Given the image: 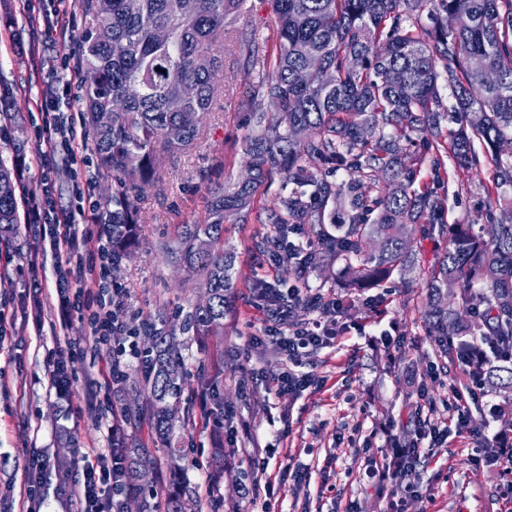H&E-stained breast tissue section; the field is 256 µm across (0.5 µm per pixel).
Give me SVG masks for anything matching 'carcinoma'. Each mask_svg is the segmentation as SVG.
<instances>
[{
  "label": "carcinoma",
  "mask_w": 512,
  "mask_h": 512,
  "mask_svg": "<svg viewBox=\"0 0 512 512\" xmlns=\"http://www.w3.org/2000/svg\"><path fill=\"white\" fill-rule=\"evenodd\" d=\"M84 0L92 25L81 36L84 101L98 164L120 176L122 190L107 212L112 251L125 256L140 224L127 190L151 182L162 165L155 148L188 149L219 87L200 65L215 55L224 32L247 0ZM275 52L258 58L242 42L244 63L265 76L247 92L252 130L244 140L249 178L209 188L205 217L183 224L167 258L205 277L207 309L193 308L182 330L204 342L218 335L233 288L234 254L224 249V225L248 224L258 190L278 172L292 189L268 209L275 234L259 248L274 261L316 268L332 256L350 294L374 288L412 268L417 225L432 235L450 229L448 246L427 272L424 311L440 353L448 337L469 336L512 345V0H272ZM428 12L435 24H419ZM452 105L446 106L443 91ZM277 100L268 112L263 99ZM494 161L485 205L488 238L468 224L445 225L448 178L444 157L466 169ZM433 178L419 182L425 161ZM341 172L344 178L329 175ZM18 224L16 185L0 160V241ZM307 229L311 250H286V235ZM139 383L147 393V422L156 443L170 445L179 418L183 362L173 330L143 325ZM486 385L512 395V364L490 366ZM130 479L141 477V449L125 446ZM173 480L163 503L147 499L140 512H188Z\"/></svg>",
  "instance_id": "1"
}]
</instances>
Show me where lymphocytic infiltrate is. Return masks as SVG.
Instances as JSON below:
<instances>
[{
	"mask_svg": "<svg viewBox=\"0 0 512 512\" xmlns=\"http://www.w3.org/2000/svg\"><path fill=\"white\" fill-rule=\"evenodd\" d=\"M46 134L39 139V155L42 163H49L58 149H66L70 157L77 158L85 151V137L78 134L75 126L63 122L59 113L47 112L43 115ZM99 265L78 270V280H88L94 284L96 292L86 299L71 300L69 282H61L59 293L63 314L59 324L53 327V335L66 330L71 314L77 313L86 318L89 327L88 341L91 346L109 351V361L102 373L101 384L112 387L124 377L122 351L111 348L113 336L124 327L125 303L123 292L112 285L108 270L112 265V248L107 231H100ZM288 302L274 307L269 303L268 289H259L257 297L269 305L270 324L266 330L279 352L289 364L288 370L271 375L268 385L275 392H283L312 385L314 375L304 372L307 355L316 349L326 347L337 335V319L343 312L341 300L311 289L294 286L288 289ZM308 305L314 316L298 328H290L293 305ZM457 366L466 377L465 391H452L444 403L446 418L424 424L415 440L403 441L394 435L391 427H382L385 443L379 456L373 457L364 472L367 481L384 482L407 476L421 459V442L429 440L431 445H440L448 440L449 428L472 437L475 446L469 457L470 463H489L498 467L505 475H512V443L502 434H489L488 422H476L469 408L470 401L485 396L486 388L481 375L484 366L491 358L483 345L460 341L455 347ZM125 475L124 460L119 453L105 456L96 455L86 459L81 468L71 475V493L83 506V512H112V499L104 497L101 486L105 480L120 482Z\"/></svg>",
	"mask_w": 512,
	"mask_h": 512,
	"instance_id": "f902f5d3",
	"label": "lymphocytic infiltrate"
}]
</instances>
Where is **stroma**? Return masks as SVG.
<instances>
[{"instance_id": "1", "label": "stroma", "mask_w": 512, "mask_h": 512, "mask_svg": "<svg viewBox=\"0 0 512 512\" xmlns=\"http://www.w3.org/2000/svg\"><path fill=\"white\" fill-rule=\"evenodd\" d=\"M24 4L0 0V89H9L14 101L10 118L0 117V159L22 158V196L33 200L41 223L49 226L85 202L105 207L119 188V177L98 167L92 157L84 163L41 165L42 94L57 97L62 117L77 128L88 126L79 60L80 38L91 17L82 0H35L41 21L30 26L23 19ZM275 34L269 0H248L247 12L224 35L220 93L212 112L203 117L199 139L189 149L165 153L159 176L132 191L142 231L132 252L109 270L125 299V329L113 336V348H141L142 324L159 317L179 330L203 297L202 276L172 265L161 248L174 244L180 225L203 218L214 180L233 183L243 176L247 113L241 102L254 76L242 65L239 45L247 38L259 52L269 53ZM63 60L76 75L67 91L56 73ZM492 170L487 163L477 172L449 167L448 223L469 224L486 234L489 218L483 203ZM285 186V176H275L256 196L257 220L224 227V246L236 256L235 286L218 339L224 375L217 387L211 391L200 385L198 365L209 355L190 334L179 331L189 414L175 424L174 451L161 448L132 424L125 425L123 440L137 442L153 459L151 488L158 500L166 497L177 473L201 506L218 498L224 512H260V504L241 495L242 485L255 477L246 455L256 450L269 460L261 479L269 487L274 512H388L392 485L361 480L370 457L366 444H381L371 431L390 423L395 434L412 437L418 427V393H426L439 407L451 388L466 383L451 357L441 354L428 335L423 318L429 301L425 273L445 242L417 234L413 272L376 288L383 298L379 310L362 299L345 309L339 337L307 358L305 369L315 375L317 385L274 394L265 379L280 372L285 360L272 344L252 342L269 325L254 291L257 282H302L315 291H342L338 265L302 275L295 267L271 264L258 250L257 240L274 231L264 221L266 209ZM31 219L21 211L16 234L0 244V314L7 318L0 329V512H23L26 453L33 446L48 449L53 462L39 486L52 512H81L79 501L62 499L56 466L77 463L109 445L105 428L95 423L87 406L88 388L100 379L107 353L89 346L84 323L71 318L60 341L79 353L70 365L71 388L59 398L46 395L44 357L58 341L51 332L60 317L57 281L70 268L95 260L98 236L78 237L71 253L59 256L51 234L35 235ZM38 324L43 334H36ZM388 336L401 339V347L388 350ZM434 363L444 369L440 376L429 374ZM219 440L227 456L220 479L214 476L211 456ZM470 452L469 440L453 433L445 444L430 449L426 464L411 475L421 494L403 498L400 512H512V489L494 467L470 464ZM290 461L305 467L302 480L285 472Z\"/></svg>"}]
</instances>
